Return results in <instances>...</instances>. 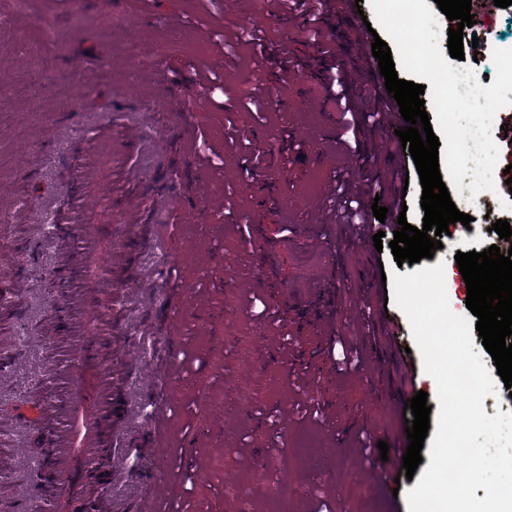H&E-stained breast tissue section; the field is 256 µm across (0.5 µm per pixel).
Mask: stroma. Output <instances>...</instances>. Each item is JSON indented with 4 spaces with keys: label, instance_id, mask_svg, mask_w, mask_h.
I'll use <instances>...</instances> for the list:
<instances>
[{
    "label": "stroma",
    "instance_id": "obj_1",
    "mask_svg": "<svg viewBox=\"0 0 512 512\" xmlns=\"http://www.w3.org/2000/svg\"><path fill=\"white\" fill-rule=\"evenodd\" d=\"M0 29V512H81L106 488V512H279L278 490L288 488V512H409L408 480H370L379 453L358 440H386L405 430L412 413L394 397L428 394L437 385L425 371L409 320L396 301L370 295L369 278L412 272L389 246L354 244L352 225L335 229L316 210L330 173L354 165L333 143L321 167L308 164L307 130L319 128L331 101L322 83L331 60L305 33L271 24L278 0H249L246 10L224 0H32ZM269 36L255 54L248 27ZM480 53H472L473 40ZM463 59L490 86L492 52L512 48V7L496 8L482 25L464 28ZM48 50L76 85L44 84L21 95L13 85ZM169 69L167 82L157 65ZM281 87L272 111L255 112L251 95ZM155 103L140 112L131 100ZM136 128L137 148L115 135ZM263 186L254 177L268 166ZM203 194V210L182 204ZM288 201L268 209L265 198ZM484 207L470 226L455 224L442 249L421 259L443 264L455 314L468 315L457 252L497 244ZM152 226L167 252L158 267L150 244L132 242L114 256L120 222ZM279 239L287 225L295 239L319 224L345 258L326 331L301 332L287 303L272 304L270 284L245 244L255 225ZM373 310V323L360 311ZM179 316H172V308ZM394 325L395 356L385 374L371 361L380 345L377 322ZM139 336L118 354L112 373L79 364L88 344L105 348L114 321ZM170 340L171 395L163 408L170 440L163 478L150 473L151 396L159 381L147 369L154 340ZM341 339L362 356L358 369L337 371L329 355ZM290 361L279 364V356ZM45 406L34 423L30 405ZM71 477L67 494L36 503L44 449ZM104 465L86 471L90 449Z\"/></svg>",
    "mask_w": 512,
    "mask_h": 512
}]
</instances>
